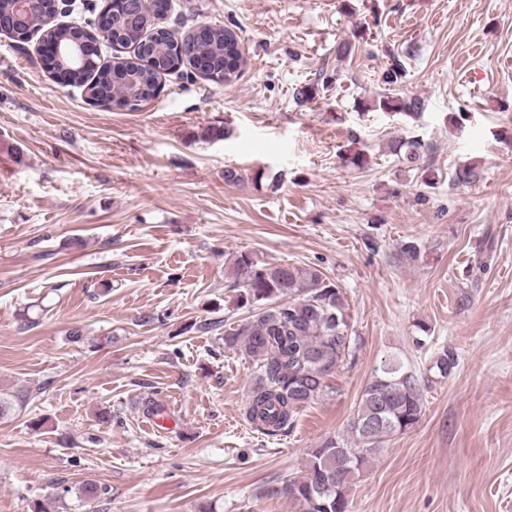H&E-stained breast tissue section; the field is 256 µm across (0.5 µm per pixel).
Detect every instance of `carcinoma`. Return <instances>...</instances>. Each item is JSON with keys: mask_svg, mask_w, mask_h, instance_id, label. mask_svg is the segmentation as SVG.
I'll return each mask as SVG.
<instances>
[{"mask_svg": "<svg viewBox=\"0 0 512 512\" xmlns=\"http://www.w3.org/2000/svg\"><path fill=\"white\" fill-rule=\"evenodd\" d=\"M55 0H39L30 22L12 29L16 42H25L35 30L57 41L72 37V29L46 22ZM159 0H112L109 12L110 42L137 50L136 60L78 69L71 83L90 99L106 97L121 109L135 110V102L154 97L161 74L188 71L196 62H207L205 76L230 84L245 60L236 33L224 26L211 27L207 39L185 38L160 25ZM405 67L390 57L383 82L398 83ZM424 103L417 97L380 95L370 107L381 112L418 115ZM427 151L420 138L396 139L391 152L404 164L419 167ZM481 170L475 165L455 169L452 182L477 183ZM229 287L237 303L250 315L224 330V348L242 353L256 369L255 382L242 416L265 436L289 429L296 414L326 387V379L351 355V336L344 297L339 286L320 269L256 261L241 252L233 262ZM15 392L0 389V417L23 406ZM423 411V392L414 372L397 359L385 363L361 396L349 438L328 437L309 453L305 467L287 486L296 512H350V494L356 475L392 437L415 427ZM109 490L88 481L79 498L89 504L108 500Z\"/></svg>", "mask_w": 512, "mask_h": 512, "instance_id": "carcinoma-1", "label": "carcinoma"}]
</instances>
